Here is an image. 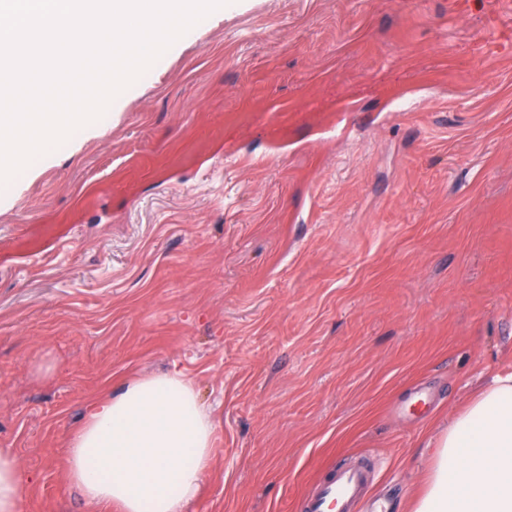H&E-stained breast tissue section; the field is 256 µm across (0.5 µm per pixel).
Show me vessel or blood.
Here are the masks:
<instances>
[{
  "mask_svg": "<svg viewBox=\"0 0 512 512\" xmlns=\"http://www.w3.org/2000/svg\"><path fill=\"white\" fill-rule=\"evenodd\" d=\"M370 481L369 470L361 464L331 469L314 486L303 512H358L357 505Z\"/></svg>",
  "mask_w": 512,
  "mask_h": 512,
  "instance_id": "obj_1",
  "label": "vessel or blood"
}]
</instances>
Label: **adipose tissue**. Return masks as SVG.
<instances>
[{"mask_svg": "<svg viewBox=\"0 0 512 512\" xmlns=\"http://www.w3.org/2000/svg\"><path fill=\"white\" fill-rule=\"evenodd\" d=\"M215 422L174 369L102 394L67 443L66 476L92 512H184L212 461ZM22 470L0 449V512H21ZM414 512H512V372L493 378L437 445Z\"/></svg>", "mask_w": 512, "mask_h": 512, "instance_id": "adipose-tissue-1", "label": "adipose tissue"}]
</instances>
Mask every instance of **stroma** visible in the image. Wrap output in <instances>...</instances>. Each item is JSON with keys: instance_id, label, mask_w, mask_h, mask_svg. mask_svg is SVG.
<instances>
[{"instance_id": "stroma-1", "label": "stroma", "mask_w": 512, "mask_h": 512, "mask_svg": "<svg viewBox=\"0 0 512 512\" xmlns=\"http://www.w3.org/2000/svg\"><path fill=\"white\" fill-rule=\"evenodd\" d=\"M512 0H234L0 184V448L89 512L65 443L179 367L216 424L185 512H296L372 458L412 512L512 372Z\"/></svg>"}]
</instances>
